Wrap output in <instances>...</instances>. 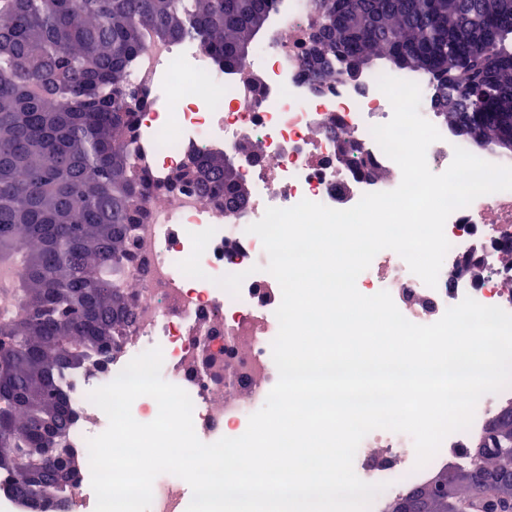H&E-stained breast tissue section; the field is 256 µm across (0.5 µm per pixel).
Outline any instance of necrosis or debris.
<instances>
[{
  "mask_svg": "<svg viewBox=\"0 0 512 512\" xmlns=\"http://www.w3.org/2000/svg\"><path fill=\"white\" fill-rule=\"evenodd\" d=\"M276 24L255 46L244 65L217 67L191 39L152 41L136 57L131 79L145 85L155 105L139 117L141 153L155 179L178 167L190 149L236 152L248 138L259 140L263 161L248 165L253 193L238 214L224 216L194 192L163 194L149 203V220L138 225L135 254L127 269L137 307L129 341L102 371L82 372L72 381L76 447L108 426L89 392L112 382L136 356L161 348V375L184 389L193 402L197 437L212 443L234 436L258 411L278 380L272 341L275 312L282 299L277 280L265 267L260 238L247 231L267 208H289L307 199L344 210L364 194L393 190L399 166L373 138L370 128L393 114L388 98L367 72L358 84L343 81L314 91L304 74L313 0H273ZM336 124L357 140L376 167L392 173L385 183L336 166V143L313 130ZM214 228L202 258L206 278L186 276L179 262L192 249L190 233ZM444 234L450 248L436 287H428L394 251L379 252L359 276L365 294L388 291L403 316L427 325L464 298L512 313V265L501 262L500 244L512 236V191L483 195L448 217ZM244 274L238 295L217 285V277ZM512 399V385L484 395L471 427L448 435L438 453L416 468L412 438L383 429L359 444L354 471L363 481L384 484L373 501L383 512L388 501L425 484L449 460H464L471 439L485 429L500 402Z\"/></svg>",
  "mask_w": 512,
  "mask_h": 512,
  "instance_id": "necrosis-or-debris-1",
  "label": "necrosis or debris"
}]
</instances>
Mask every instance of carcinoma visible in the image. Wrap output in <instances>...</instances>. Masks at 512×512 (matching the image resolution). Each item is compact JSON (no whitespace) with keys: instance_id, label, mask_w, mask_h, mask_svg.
I'll list each match as a JSON object with an SVG mask.
<instances>
[{"instance_id":"cac0c4a2","label":"carcinoma","mask_w":512,"mask_h":512,"mask_svg":"<svg viewBox=\"0 0 512 512\" xmlns=\"http://www.w3.org/2000/svg\"><path fill=\"white\" fill-rule=\"evenodd\" d=\"M315 10L328 42L314 83L382 60L429 78L452 134L482 150L512 135V0H315ZM271 16L269 0H0V256L21 262L14 312L0 320V475L35 508L60 509L77 483L65 390L126 336L136 294L121 275L152 189H188L217 208L249 198L217 149L152 181L139 154L148 91L130 64L149 33L196 39L235 69ZM463 59L471 73L448 81ZM36 407L58 424L51 448L30 425ZM28 448L38 452L23 466ZM474 461L512 469V454Z\"/></svg>"}]
</instances>
